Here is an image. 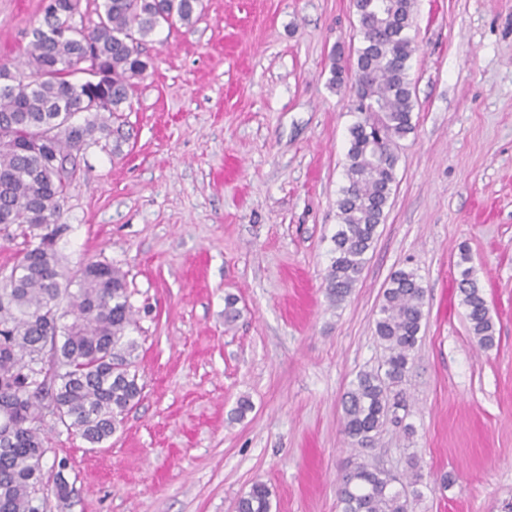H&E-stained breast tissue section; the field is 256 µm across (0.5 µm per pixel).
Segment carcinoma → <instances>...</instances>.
I'll use <instances>...</instances> for the list:
<instances>
[{
  "label": "carcinoma",
  "mask_w": 512,
  "mask_h": 512,
  "mask_svg": "<svg viewBox=\"0 0 512 512\" xmlns=\"http://www.w3.org/2000/svg\"><path fill=\"white\" fill-rule=\"evenodd\" d=\"M199 0H92L96 21L72 26L81 0H48L31 29L22 57L0 64V224L52 227L22 250L0 284V512H44L39 496L48 452L46 422L62 425L88 443L112 436L120 416L137 404L139 384L130 336L136 327L126 275L92 261L78 270V288L60 270L56 236L64 230L60 201L68 166L92 145L112 143L122 154L129 140L122 112L150 66L146 39L164 25L193 23ZM371 36L356 49L353 74L355 121L337 201L339 229L324 277L335 305L351 293L367 263L377 227L396 180L399 141L414 130L415 100L407 34L415 0H353ZM91 57L94 67L84 65ZM78 113L82 122H74ZM460 252L456 279L469 330L479 347L496 336L484 290ZM425 289L417 273L401 269L390 278L375 333L390 351L384 369L357 374L343 400V432L366 450L388 420L400 421L393 394L415 356L424 319ZM71 321H65L66 317ZM387 471L357 462L337 488L341 512H408L421 482L416 470L401 488ZM270 488L253 483L238 512H270Z\"/></svg>",
  "instance_id": "carcinoma-1"
}]
</instances>
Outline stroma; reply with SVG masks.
<instances>
[{"label": "stroma", "instance_id": "obj_1", "mask_svg": "<svg viewBox=\"0 0 512 512\" xmlns=\"http://www.w3.org/2000/svg\"><path fill=\"white\" fill-rule=\"evenodd\" d=\"M40 5L0 0V61L18 59ZM409 35L415 129L338 305L324 275L354 117L329 78L356 61L353 0H201L192 25L150 37L131 138L80 159L57 244L66 275L126 273L143 398L102 444L56 427L71 493L46 472L48 512H236L258 481L271 512H340L356 457L400 479L418 468L409 512H512V0H416ZM464 249L495 323L486 351L457 294ZM400 269L426 290L403 422L358 453L342 398L388 355L375 320Z\"/></svg>", "mask_w": 512, "mask_h": 512}]
</instances>
